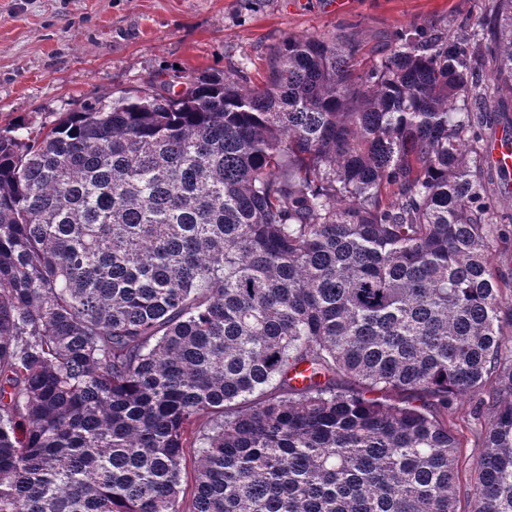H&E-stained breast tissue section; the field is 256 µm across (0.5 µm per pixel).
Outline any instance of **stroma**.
Wrapping results in <instances>:
<instances>
[{
	"instance_id": "stroma-1",
	"label": "stroma",
	"mask_w": 512,
	"mask_h": 512,
	"mask_svg": "<svg viewBox=\"0 0 512 512\" xmlns=\"http://www.w3.org/2000/svg\"><path fill=\"white\" fill-rule=\"evenodd\" d=\"M482 0H0V127L48 128L82 101L145 87L173 67L259 79L290 35H346L371 63L398 27L456 32ZM476 402L448 416L460 439L457 512H472L483 455Z\"/></svg>"
}]
</instances>
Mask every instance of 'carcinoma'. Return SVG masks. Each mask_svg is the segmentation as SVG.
Returning <instances> with one entry per match:
<instances>
[{
	"label": "carcinoma",
	"mask_w": 512,
	"mask_h": 512,
	"mask_svg": "<svg viewBox=\"0 0 512 512\" xmlns=\"http://www.w3.org/2000/svg\"><path fill=\"white\" fill-rule=\"evenodd\" d=\"M359 53L0 128V512H455L464 396L473 512H512V0ZM475 401L469 397L459 398L451 414H448V422L462 444V448H459L460 478L456 487L457 512H472L474 508L473 476L484 452L481 436L487 419L483 417L477 420Z\"/></svg>",
	"instance_id": "obj_1"
}]
</instances>
